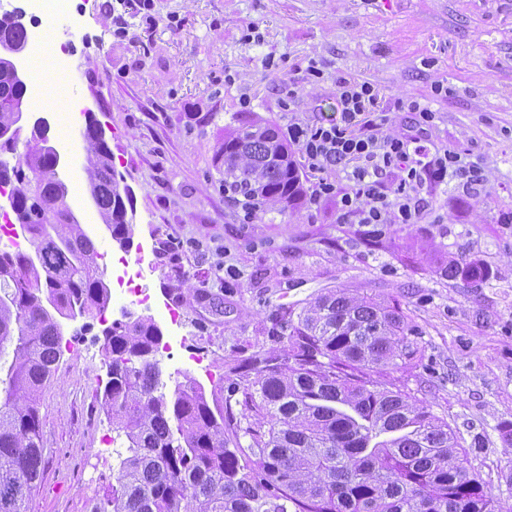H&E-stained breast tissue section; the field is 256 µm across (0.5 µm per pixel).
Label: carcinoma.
Listing matches in <instances>:
<instances>
[{
  "label": "carcinoma",
  "instance_id": "obj_1",
  "mask_svg": "<svg viewBox=\"0 0 512 512\" xmlns=\"http://www.w3.org/2000/svg\"><path fill=\"white\" fill-rule=\"evenodd\" d=\"M0 38L27 44L19 11L0 15ZM25 93L0 83V127L14 123L10 104ZM84 141L91 196L112 239L126 246L127 189L107 143L88 126ZM221 161L224 186L258 203L289 206L302 196L290 150L268 124L224 137ZM0 186L16 193L17 223L33 247L0 250V512H28L45 452L41 393L60 354L57 316L93 318L110 292L95 243L66 209L68 188L50 150L36 146L22 162L0 160ZM442 274L487 276L482 266L457 261ZM286 329L285 369L269 366V358L247 364L256 378L246 406L268 428L246 427L247 445L230 449L200 385L188 380L170 397L158 392L157 323L137 317L112 327L102 401L126 447L95 512H501L464 465L448 422L371 380L417 355L398 301L339 289L287 319Z\"/></svg>",
  "mask_w": 512,
  "mask_h": 512
}]
</instances>
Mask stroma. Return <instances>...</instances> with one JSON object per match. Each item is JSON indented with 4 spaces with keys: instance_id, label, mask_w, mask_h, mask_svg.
Listing matches in <instances>:
<instances>
[{
    "instance_id": "35a3bbf8",
    "label": "stroma",
    "mask_w": 512,
    "mask_h": 512,
    "mask_svg": "<svg viewBox=\"0 0 512 512\" xmlns=\"http://www.w3.org/2000/svg\"><path fill=\"white\" fill-rule=\"evenodd\" d=\"M117 5L97 0L77 16L89 41L68 59L70 82L55 80L50 54L26 50L23 109L48 119L50 142L66 154V201L96 245L104 282H115L122 261L154 256L143 284L154 298L173 297L179 312L177 324H160L165 393L194 379L235 447L256 421L245 406L255 378L246 363L282 355L287 313L336 289L398 300L419 354L383 382L448 422L485 492L512 512L503 477L512 469L503 434L512 423V0H153L122 34L112 25ZM340 77L382 90L390 134L411 131L399 101L427 104L436 119L426 138L458 149L481 185L429 188L421 223L391 224L369 240L362 225L339 222L335 198L309 205L315 178L303 168V199L265 205L242 223L217 159L225 134L251 120L282 136L291 121L318 122L336 111ZM439 82L448 96L435 95ZM287 83L296 97L285 106ZM71 98L106 132L130 196V248L103 223L86 152L72 149L60 123ZM452 260L481 262L489 275L447 279L440 271ZM103 328L96 318L61 322L40 408L47 454L29 512H93L115 481L124 443L101 402ZM197 352L204 370L186 372Z\"/></svg>"
}]
</instances>
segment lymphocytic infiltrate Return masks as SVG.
<instances>
[{
  "instance_id": "lymphocytic-infiltrate-1",
  "label": "lymphocytic infiltrate",
  "mask_w": 512,
  "mask_h": 512,
  "mask_svg": "<svg viewBox=\"0 0 512 512\" xmlns=\"http://www.w3.org/2000/svg\"><path fill=\"white\" fill-rule=\"evenodd\" d=\"M335 118L308 124L295 121L288 137L307 168L318 173L310 204L336 197L340 223L365 224L379 236L389 224L419 223L425 211V188L458 180L470 188L481 178L466 167L460 152L441 149L414 135H386L390 118L381 109L382 93L369 82L336 83ZM347 168L349 186L339 189L328 170Z\"/></svg>"
}]
</instances>
